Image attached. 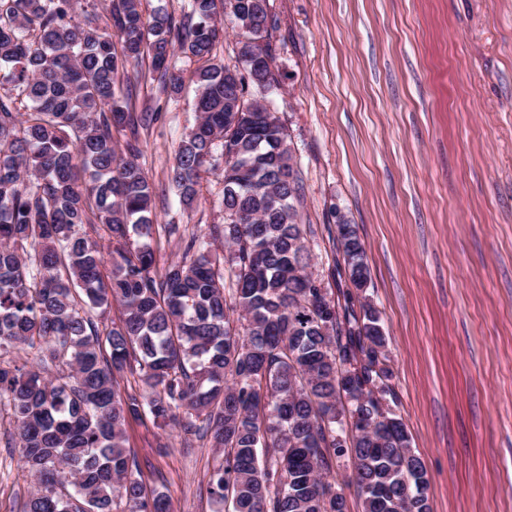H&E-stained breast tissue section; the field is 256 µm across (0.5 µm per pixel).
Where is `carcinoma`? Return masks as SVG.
Listing matches in <instances>:
<instances>
[{"label": "carcinoma", "instance_id": "1", "mask_svg": "<svg viewBox=\"0 0 512 512\" xmlns=\"http://www.w3.org/2000/svg\"><path fill=\"white\" fill-rule=\"evenodd\" d=\"M141 4L0 0V357L35 356L0 364V413L34 479L24 512H169L126 448L143 414L224 453L209 492L227 512H347L328 481L345 455L364 512H431L377 310L341 306L307 271L269 0H237L232 28L250 44L230 62L213 56L224 0H190L182 27L161 10L144 26ZM177 50L206 65L170 180L190 208L221 170L227 218L205 234L167 225L183 250L168 262L137 137L117 152L131 116L116 76L147 52L177 94ZM336 234L363 291L364 245L352 224ZM132 367L142 391L123 394L115 374Z\"/></svg>", "mask_w": 512, "mask_h": 512}]
</instances>
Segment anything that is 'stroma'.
I'll return each mask as SVG.
<instances>
[{"instance_id": "1", "label": "stroma", "mask_w": 512, "mask_h": 512, "mask_svg": "<svg viewBox=\"0 0 512 512\" xmlns=\"http://www.w3.org/2000/svg\"><path fill=\"white\" fill-rule=\"evenodd\" d=\"M276 108L291 136L313 231L309 270L332 292L336 222L355 224L384 322L399 412L429 479L431 512H512V0H269ZM164 90L150 60L119 87L139 132L158 224L222 223L218 172L192 208L170 183L195 122L197 61ZM146 489L171 512H215L222 461L181 427L128 419ZM0 426V512H23L31 479Z\"/></svg>"}]
</instances>
